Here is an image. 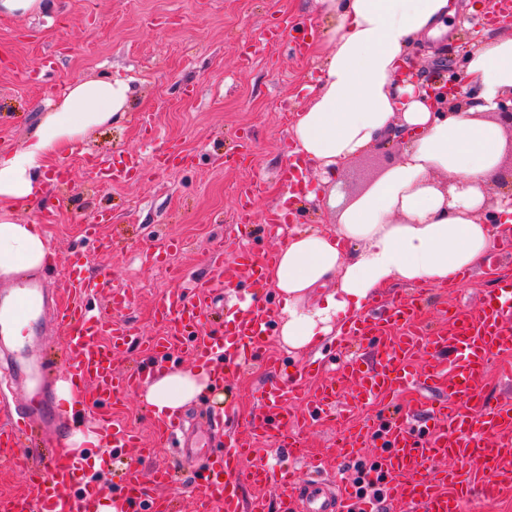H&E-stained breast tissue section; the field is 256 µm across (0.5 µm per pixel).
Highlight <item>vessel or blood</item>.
Returning <instances> with one entry per match:
<instances>
[{"mask_svg": "<svg viewBox=\"0 0 512 512\" xmlns=\"http://www.w3.org/2000/svg\"><path fill=\"white\" fill-rule=\"evenodd\" d=\"M87 164L91 174L104 172L117 180L133 176L141 160L135 155L112 160L92 155ZM274 259V253L258 256L241 248L228 263L222 247H215L210 260L219 269L217 276L194 281L189 290L171 292L158 301L156 313L166 330L149 341L152 357L148 362L122 373L112 364V351L129 344L132 331L125 322L103 320L87 303L103 285L104 272L90 274L81 260L72 262L66 283L71 300L56 308V321L67 331L57 347L68 360L66 375L71 384L91 386L93 400L84 414L99 421L113 449L137 445L138 437L127 424L106 420V410L122 395L139 391L173 353L187 350L197 361L207 364L220 359L225 367L237 368L246 356L265 348L274 320L270 309L256 300L227 309L220 332L207 334L202 326L213 309L218 288L259 283L260 269ZM49 298L50 288L39 278L0 295V327L30 325L39 301ZM419 306V299L411 296L404 303L384 305L373 316L348 323L346 336L376 339L382 341L383 348L374 362L359 357L347 360L339 375L354 381V398L364 402L394 398L405 383L427 391L444 379L448 387L441 402L432 405L419 429H412L403 417L385 418L359 427L342 447L351 454L371 441H381L384 452L377 460L378 470L388 479L387 497L401 506H415L420 512H464L471 483H479L484 501L492 502L505 486V467L512 464V403L488 402L480 389L491 358L512 350V281H502L486 292L473 313L451 316L445 332L426 329L417 321ZM47 364L46 356L25 349L10 359L9 377L23 384L28 395L16 413L0 416V447L22 467H27L31 453L26 441L33 425L53 429L59 425L56 403L43 381ZM306 378L302 371L288 386L270 385L249 426L253 442L268 438L275 430L293 433L287 444L289 456L316 469L319 459L305 455L296 438L303 422L288 407L304 388ZM337 398L335 382L318 386L308 402L310 419L338 417ZM153 429L158 442L176 438L184 455H197L200 442L179 423L157 419ZM219 438L224 441V453L212 462L198 491L197 512H270L266 497L246 500L242 490L272 484L282 492L281 512H344L347 491L334 489L324 480L305 483L292 469L264 464L242 468L253 442L225 438L224 418L215 415L207 421L205 440ZM442 458L453 459V466L435 469V462ZM29 476L30 492L1 499L0 512H96L99 493L82 482L78 461L67 450L52 455L48 473L30 469ZM173 482L165 467L155 468L151 482H144L140 467L131 463L110 502L116 512H175L172 497L164 493Z\"/></svg>", "mask_w": 512, "mask_h": 512, "instance_id": "vessel-or-blood-1", "label": "vessel or blood"}]
</instances>
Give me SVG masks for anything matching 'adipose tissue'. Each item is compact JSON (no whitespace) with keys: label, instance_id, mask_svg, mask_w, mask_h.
<instances>
[{"label":"adipose tissue","instance_id":"obj_1","mask_svg":"<svg viewBox=\"0 0 512 512\" xmlns=\"http://www.w3.org/2000/svg\"><path fill=\"white\" fill-rule=\"evenodd\" d=\"M331 50L319 90L291 128L297 152L330 182L347 160L405 131L400 162L338 212L330 232L291 230L265 281L280 300V341L303 350L389 285H441L476 267L512 236V202L483 209L507 142L487 117L512 93V33L479 40L465 76L476 92L449 113L431 110L399 72L422 38L450 30L456 0H319ZM132 89L121 79H80L48 109L25 144L0 154V277L49 260L44 231L18 212L43 194L45 171L76 142L123 118ZM318 304L309 299L317 289ZM210 370L169 369L142 395L154 415L183 409L211 383Z\"/></svg>","mask_w":512,"mask_h":512}]
</instances>
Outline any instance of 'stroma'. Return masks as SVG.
Returning <instances> with one entry per match:
<instances>
[{
	"label": "stroma",
	"mask_w": 512,
	"mask_h": 512,
	"mask_svg": "<svg viewBox=\"0 0 512 512\" xmlns=\"http://www.w3.org/2000/svg\"><path fill=\"white\" fill-rule=\"evenodd\" d=\"M487 0H461L468 8L465 21L455 22L452 37L417 45L411 58L416 71L447 68L461 72L466 48L475 34L492 36L498 24L480 21ZM49 16H0V152L21 147L40 120L47 100L60 96L82 78L128 80L132 107L118 123L96 129L76 143L46 173V193L40 203L22 213L21 223L42 224L54 258L43 274L56 291H63L64 273L72 252L88 255V270L107 268V287L99 289L91 305L103 318L124 320L136 336L161 330L153 317L157 299L166 291L186 288L191 280L216 274L208 255L216 241L224 243L225 259H232L240 242L227 237L226 225L240 213L238 188L250 185L253 211L248 243L256 252L278 250L281 239L265 231L268 209L286 192L280 169L291 160L290 130L297 112L311 99L310 89L321 76V60L328 48L322 32L325 20L317 0H55ZM297 23L304 50L266 42L267 27L281 18ZM149 116L150 127L136 125ZM140 155L139 174L121 184L95 183L85 171L84 158ZM401 154L396 145L372 148L343 164L329 184L307 166L306 175L319 192L303 202L299 230L325 228L329 218L369 190ZM65 176H58L59 165ZM97 225L105 250L84 243L81 227ZM169 239L183 246L168 267L143 264L142 249ZM512 279V250L494 266L473 269L469 280L456 287H431L420 307L421 322L441 326L443 308L474 311L485 289ZM130 290L128 307L112 303V290ZM268 347L282 355L278 374L269 373L261 359L201 394L186 412L191 428H199L205 414L228 407L240 419L259 410L264 385L271 378L288 382L301 370L329 376L349 359L335 336L325 337L306 351H288L278 338ZM116 420L132 426L141 448L112 452L104 445H85L88 474H99L101 495H109L127 463L140 461L143 475L159 465L172 466L178 475L168 493L179 512H194V473L207 466L206 455L184 457L176 444H154L152 414L137 393L123 397L113 409ZM343 421L309 425L303 437L311 454L319 456L337 483H351L357 467H370L381 450L371 444L359 457L344 458L336 441Z\"/></svg>",
	"instance_id": "obj_1"
}]
</instances>
